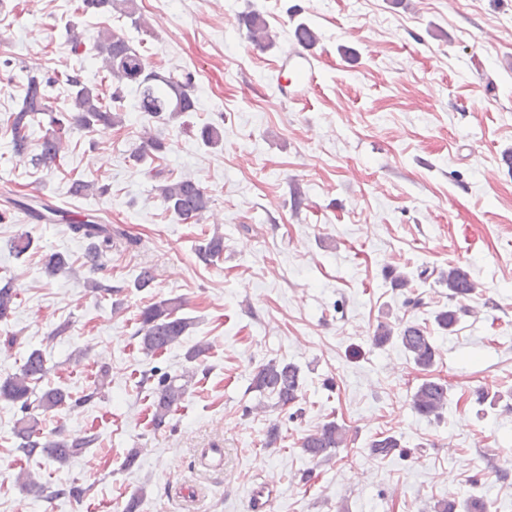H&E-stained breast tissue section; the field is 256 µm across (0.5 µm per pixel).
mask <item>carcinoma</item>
<instances>
[{"label": "carcinoma", "mask_w": 512, "mask_h": 512, "mask_svg": "<svg viewBox=\"0 0 512 512\" xmlns=\"http://www.w3.org/2000/svg\"><path fill=\"white\" fill-rule=\"evenodd\" d=\"M80 10L84 14H105L115 12L119 17L131 20L142 26V18L137 16L134 0H82ZM251 42L262 48L273 45L269 22L262 14L245 13L239 18ZM295 41L310 48L317 44V33L307 24L300 23L294 30ZM97 54L104 70L112 76L113 91L110 95L100 94L99 90L85 84L77 75H65L69 86V107L55 112L50 109L49 89L54 85L50 78L29 75L23 85L21 105L13 113L10 122L12 156L17 161H29L47 170L55 167L65 150L71 134L76 129L92 130L97 126L112 127L122 123L119 102L122 100V86H131L138 92V109L147 115L164 120L183 112L196 111V101L192 96L194 74L190 71L161 74L148 68L144 55L134 49L129 41L113 30L100 34L96 43ZM48 118L49 129L36 146H31L29 128ZM166 150V142L161 135L150 130L145 132L141 145L135 148L132 156L143 162L153 154ZM166 212L180 224H198L209 209L210 196L205 187L188 176H178L156 186ZM70 192L76 197L104 195L108 186L92 181L75 179ZM8 203L26 211L38 222L52 223L58 210L42 201L10 199ZM68 230L76 237L87 241L83 253V265L92 272L103 270V260L107 254L120 245L133 248L141 239L130 235L117 225L102 224L95 217L67 224ZM201 261L207 263L224 255V237L214 235L197 250ZM45 273L54 277L67 272L69 258L63 253L45 255ZM157 275L153 267L140 268L134 286L140 290L155 287ZM439 282L448 288V307L438 310L434 316L437 327L450 331L459 320L460 309L455 302L469 299L476 294L478 284L458 266H450L440 273ZM18 289L15 279L0 277V321L7 319L16 309ZM183 306L182 300L169 298L154 302L140 311L138 336L141 349L147 354H161L180 346L190 327L188 319L178 315ZM373 340L378 345L397 341L409 360L422 371H430L435 365L438 348L430 329L417 322L403 325L399 331L388 325L377 326ZM51 371L44 354L34 349L24 359L18 370L0 381V402H7L19 408L21 417L16 419L13 432L19 440L17 451L30 458L39 455L49 462L63 464L81 456L86 449L93 447L97 436L90 434L81 440H68L61 433H43L38 415L51 412L64 406L70 393L59 387H40ZM197 372L195 367H187L175 377L163 375L152 391V419L159 430L169 423L170 416L181 407L188 385ZM252 388L275 400L280 408L293 407L299 401L303 380L298 366L284 360L270 359L258 367L253 377ZM414 409L425 417H438L448 403V384L440 380H424L412 395ZM347 441L346 429L334 421L306 434L301 441L303 452L313 459L329 458L336 449ZM400 447L399 440L390 434L380 433L370 440L368 448L375 457L386 458ZM16 483L27 496L33 499L68 497L81 499L86 489L69 484L57 490L20 471ZM435 512H489V504L479 496L471 495L461 502L441 500L435 505Z\"/></svg>", "instance_id": "obj_1"}]
</instances>
